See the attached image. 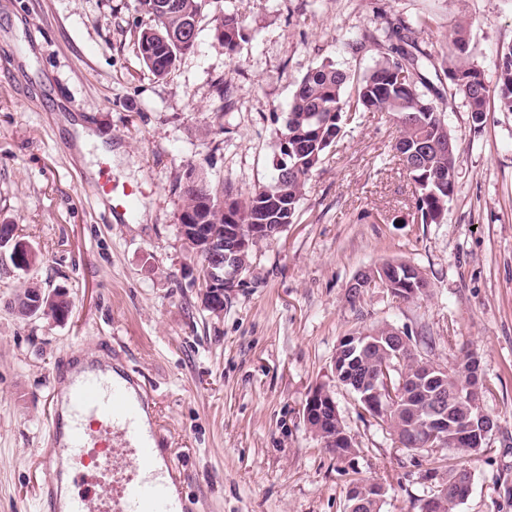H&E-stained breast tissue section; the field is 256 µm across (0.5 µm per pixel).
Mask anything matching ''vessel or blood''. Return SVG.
<instances>
[{
    "label": "vessel or blood",
    "instance_id": "b4317fda",
    "mask_svg": "<svg viewBox=\"0 0 512 512\" xmlns=\"http://www.w3.org/2000/svg\"><path fill=\"white\" fill-rule=\"evenodd\" d=\"M96 195L129 210L136 191L115 193L99 177ZM47 446L37 490L43 512H187L181 474L139 381L111 354L75 351L51 377ZM114 473L110 497L72 491L86 469Z\"/></svg>",
    "mask_w": 512,
    "mask_h": 512
}]
</instances>
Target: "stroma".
I'll return each mask as SVG.
<instances>
[{
	"mask_svg": "<svg viewBox=\"0 0 512 512\" xmlns=\"http://www.w3.org/2000/svg\"><path fill=\"white\" fill-rule=\"evenodd\" d=\"M227 13L244 33L232 56L215 37ZM146 21L137 0H0V224L37 255L24 271L0 265V512H40L50 375L106 339L146 386L191 512H345L356 478L385 487L381 512H421L427 471L448 474L442 451L402 449L334 381L340 339L381 324L443 367L461 348L479 354L498 425L462 459L473 481L456 512H512V112L489 102L474 125L434 70L467 24L470 57L494 82L512 0H206L194 49L163 78L138 51ZM401 22L431 56L425 75L456 142L447 223L417 220L395 121L346 116L294 223L253 246L244 284L208 311L179 233L188 173L238 196L268 185L296 82L329 62L361 79L383 53L372 35ZM74 116L111 153L79 150L63 123ZM101 169L141 190L130 214L95 197ZM383 261L420 268L427 295L376 288L349 302V281ZM31 285L64 290L68 318H20L11 302ZM320 383L355 443L350 461L303 422Z\"/></svg>",
	"mask_w": 512,
	"mask_h": 512,
	"instance_id": "1",
	"label": "stroma"
}]
</instances>
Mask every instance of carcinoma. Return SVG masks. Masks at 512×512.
Returning a JSON list of instances; mask_svg holds the SVG:
<instances>
[{
	"instance_id": "carcinoma-1",
	"label": "carcinoma",
	"mask_w": 512,
	"mask_h": 512,
	"mask_svg": "<svg viewBox=\"0 0 512 512\" xmlns=\"http://www.w3.org/2000/svg\"><path fill=\"white\" fill-rule=\"evenodd\" d=\"M138 2L149 18V24L139 33V53L155 76L165 77L177 58L193 49L196 41L193 34L178 42L165 36L170 29L179 27L184 18L190 19V27L197 26L205 0H168L172 8L167 14L155 12L153 0ZM215 31L221 32L218 39L228 56H234L243 40L239 21L227 15L217 21ZM469 32L468 25L454 29L441 54L442 65L454 93L464 96L472 122L481 125L487 119L492 96L500 109L512 112V45L501 51L496 83L491 87L469 60ZM422 57L428 59L430 55L414 43L393 47L352 88L348 75L331 64L309 70L297 84L288 105L278 141L273 183L240 200L229 190H219L205 178L191 175L184 187V210L189 218L195 224L239 230L244 238L249 236L250 225L263 224L267 230L264 239L274 238L279 225L294 223L306 181L336 141L344 113L385 112L399 128L393 150L414 182L417 218L423 224L445 223L448 202L458 181L457 158L453 135L424 91L427 83L420 72ZM384 359L385 351L376 346L355 353L349 357V379L357 383L372 379ZM391 362L396 365L390 371L395 385L401 376H414L432 365L414 352L401 362L395 358ZM478 364L473 352H462L452 367L439 369L407 402L380 414V422L402 447L421 451L424 446L420 444L417 427L430 414L431 394L439 393L445 397L444 410L448 414V433L440 449L456 454L479 452L461 430L476 418L477 409L468 398L458 394L466 373ZM471 477V472L459 465L449 469L448 477L436 485V494L445 502V512H454L466 496Z\"/></svg>"
}]
</instances>
